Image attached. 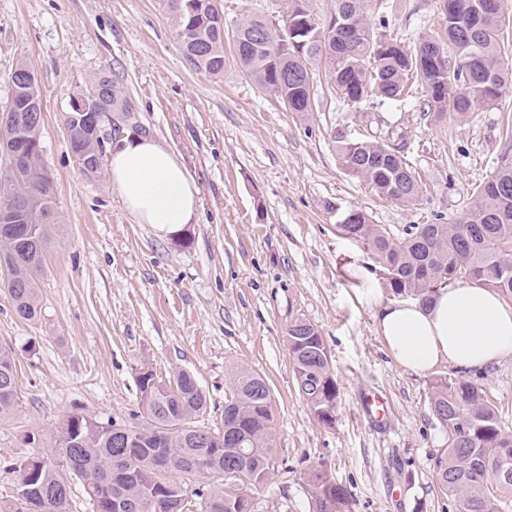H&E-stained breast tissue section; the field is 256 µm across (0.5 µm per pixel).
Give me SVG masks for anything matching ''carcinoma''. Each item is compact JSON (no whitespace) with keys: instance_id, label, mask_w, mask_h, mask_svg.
<instances>
[{"instance_id":"1","label":"carcinoma","mask_w":512,"mask_h":512,"mask_svg":"<svg viewBox=\"0 0 512 512\" xmlns=\"http://www.w3.org/2000/svg\"><path fill=\"white\" fill-rule=\"evenodd\" d=\"M187 60L215 77L224 76V14L214 0H164ZM285 0L282 19L253 16L232 34L235 60L256 83L276 95L291 112H312L320 63L333 89L350 104L370 98L398 101L406 82L425 87L429 110L466 118L480 106L494 104L512 87V68L501 55V18L505 0H442L445 36L426 35L418 52H408L367 19L364 0H335L333 23L326 29L302 6ZM86 93L101 97L114 112L132 106L117 83L97 75ZM40 99L38 80L18 87V104ZM70 140L94 163L100 142L91 139L79 119L68 124ZM345 166L378 196L414 203L422 187L404 155L380 137L351 140L337 136ZM42 155L25 169L0 171V181L55 198V184L45 177ZM362 242L371 270L395 299L427 304L438 285L455 283L491 288L512 297V161L504 159L495 175L476 186L467 217L460 224H411L395 235L368 215L342 226ZM50 243L47 224H0V266L16 313L33 321L41 312L36 280ZM288 355L299 393L320 423L336 421L339 387L324 337L311 322L297 317L286 330ZM143 420L136 426L101 422L80 412L68 414L53 434L56 460L43 461L31 483L25 465L13 500L0 512H70L68 481L82 482L96 494L93 512H111L121 500L126 512H252L243 489L262 483L272 461V395L266 381L247 370L234 373L232 395L224 406L223 431L201 435L198 418L207 396L188 371L162 381L150 371L138 376ZM17 400L15 355L0 344V412ZM429 406L447 437L435 458L439 488L456 512H503L512 497V429L502 425L497 408L474 381L463 376L439 378ZM312 466L307 472L310 512H351L350 493ZM212 480L204 492L188 491L199 478ZM200 504L192 502V497Z\"/></svg>"}]
</instances>
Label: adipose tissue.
I'll list each match as a JSON object with an SVG mask.
<instances>
[{"label": "adipose tissue", "mask_w": 512, "mask_h": 512, "mask_svg": "<svg viewBox=\"0 0 512 512\" xmlns=\"http://www.w3.org/2000/svg\"><path fill=\"white\" fill-rule=\"evenodd\" d=\"M108 168L137 223L170 234L190 223L197 190L172 150L148 137L129 136L112 151ZM377 321L391 356L414 372L445 363L481 373L512 353V306L489 288H442L427 304L383 306Z\"/></svg>", "instance_id": "1"}]
</instances>
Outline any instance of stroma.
Here are the masks:
<instances>
[{"label": "stroma", "instance_id": "1", "mask_svg": "<svg viewBox=\"0 0 512 512\" xmlns=\"http://www.w3.org/2000/svg\"><path fill=\"white\" fill-rule=\"evenodd\" d=\"M218 2L229 36L248 17L280 18L283 0ZM366 4L370 24L406 49L443 30L441 0ZM224 54L223 77L191 65L162 0H0V109L15 66L31 62L56 186L38 320L16 315L0 270V343L14 347L18 373L17 402L0 413V501L13 494L16 464L51 456V432L70 412L139 423L140 372H191L208 399L200 423L213 430L233 373L247 369L270 386L276 436L267 479L248 491L253 512H309L312 465L348 489L352 512H454L434 478L446 436L428 395L435 379L460 372L395 362L376 321L390 299L340 223L352 210L398 230L461 222L475 186L512 158V88L453 120L430 113L420 88L402 102L352 106L322 79L316 110L302 115L236 64L229 39ZM100 73L132 104L125 134L169 147L197 188L179 236L136 223L109 174L87 176L70 151L63 116ZM339 134L406 142L421 199H380L339 158ZM297 317L331 354L340 394L329 427L295 386L285 336ZM476 381L512 427V354ZM372 391L386 400L384 419L363 410Z\"/></svg>", "mask_w": 512, "mask_h": 512}]
</instances>
